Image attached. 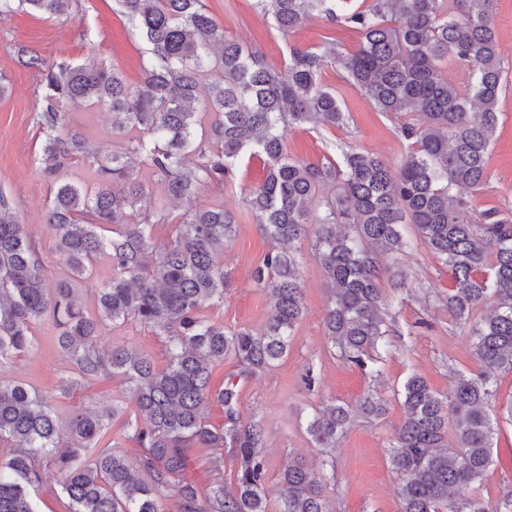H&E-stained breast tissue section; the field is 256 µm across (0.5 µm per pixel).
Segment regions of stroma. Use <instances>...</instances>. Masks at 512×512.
I'll use <instances>...</instances> for the list:
<instances>
[{
	"mask_svg": "<svg viewBox=\"0 0 512 512\" xmlns=\"http://www.w3.org/2000/svg\"><path fill=\"white\" fill-rule=\"evenodd\" d=\"M215 20L227 37L258 50L273 65L282 64L290 45L320 46L325 37L335 38L341 51L357 50V32L321 18L312 19L289 36H281L262 15L256 0H207ZM498 46L504 60L499 122L488 159L486 185L469 193L471 210L490 207L512 212V0H498L495 17ZM23 45L45 58H66L78 64L102 61L119 69L129 84L141 77L145 43L131 28L115 0H72L67 15L43 19L18 11L0 15V193L11 203L19 223L25 224L43 260L45 283L55 286L68 274L54 253V237L44 222L52 200V186L36 159L42 140L35 125L43 87L39 76L18 64L13 50ZM323 82L333 89L348 116L340 127L306 124L289 130L285 139L290 157L311 163L336 162L342 151L354 148L399 166L413 144L400 133L405 115L377 112L361 91L344 79L337 67H329ZM70 122L81 129L93 149L108 155L118 141L112 136V118L95 107L71 111ZM266 174L261 158L244 159L224 188V206L236 222V234L224 245L220 261L231 278L223 302L210 305L207 316L225 329L260 331L273 308L269 292L256 287L253 271L271 246L251 215L248 198ZM405 252L383 258L386 266H398L405 275L404 288H393L382 279L380 288L395 331L374 379L342 359L325 334L324 317L329 290L325 272L311 239L298 244L299 271L304 285V314L293 333L287 356L265 373L240 378L235 359H225L213 372V388L235 380L238 390L236 416L241 422H260L265 428L263 453L266 486L277 496L279 477L288 463L305 459L322 470L325 495L334 512H399L400 478L389 455L403 423L400 392L412 374L423 376L439 394H448L453 375L478 372L469 329L448 313L442 299L452 286L447 267L421 241L413 225L403 227ZM36 344L19 361L0 367V378L22 380L50 396L60 411L75 406L105 410L122 407L126 385L121 378L87 388L63 391L61 380L70 364L55 344L58 330L46 317L33 328ZM128 346L146 354L156 366L167 363L164 339L150 328L129 321L105 327L97 339L100 350ZM313 372L314 388H306L304 376ZM378 392L386 412L376 420L356 421L330 452L315 448L307 432L313 414L332 401L354 404L369 392ZM223 457L221 471L212 460ZM185 478L207 488L216 478L233 485L240 460L232 448H199L187 451ZM489 512H512V423L500 421L494 436L493 463L472 490Z\"/></svg>",
	"mask_w": 512,
	"mask_h": 512,
	"instance_id": "1",
	"label": "stroma"
}]
</instances>
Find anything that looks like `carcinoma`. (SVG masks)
Instances as JSON below:
<instances>
[{"label": "carcinoma", "mask_w": 512, "mask_h": 512, "mask_svg": "<svg viewBox=\"0 0 512 512\" xmlns=\"http://www.w3.org/2000/svg\"><path fill=\"white\" fill-rule=\"evenodd\" d=\"M116 2L149 45L134 86L103 63L49 61L15 48L18 63L45 82L36 162L54 184L45 223L69 279L47 287L35 243L0 192V367L26 355L36 343L34 325L51 317L57 345L73 366L62 386L121 377L134 412L124 439L139 455L128 459L112 439L117 409L75 407L61 415L29 383L0 379V512H36L31 491L48 467L61 474L69 512H160L172 491L178 512H270L264 429L235 417L233 382L212 391V369L231 356L249 378L288 355L303 315L294 242L310 234L330 288L327 336L347 362L379 377L389 335L379 256L404 251L405 224L451 270L448 312L469 325L482 370L454 374L445 397L418 374L404 382V421L390 452L402 476L399 512H489L467 492L492 463L496 374L512 370V214L488 208L472 217L467 193L486 181L498 126V0H368L342 14L336 0H257L283 36L320 15L360 35L359 48L347 55L333 42L291 45L281 66L228 38L205 0ZM70 3L0 0V15L28 7L54 18ZM333 64L376 111L410 116L401 133L415 150L399 167L354 149L322 165L286 153L288 129L345 123L336 93L322 81ZM202 82L208 99L200 112ZM88 105L111 111L119 150L100 156L69 126L65 108ZM245 153L264 158L266 177L249 206L274 242L253 272L256 286L273 298L257 333L226 331L205 314L229 288L218 256L235 224L224 206L197 203L204 187L224 195ZM78 161L94 167L96 184L61 179ZM144 169L170 202L185 206L166 244L151 234L165 214L146 193ZM106 224L116 226L110 236L102 234ZM102 258L112 277L90 289V311L83 286ZM487 304L490 311L477 316ZM129 320L165 337L164 368L127 346L97 349L102 326ZM213 398L227 414L219 429L203 415ZM383 411L373 394L354 409L331 402L309 420L307 432L315 447L333 448L356 418ZM196 444L236 449L234 486L218 480L202 493L183 477L185 449ZM278 512H332L322 477L300 460L281 474Z\"/></svg>", "instance_id": "cac0c4a2"}]
</instances>
